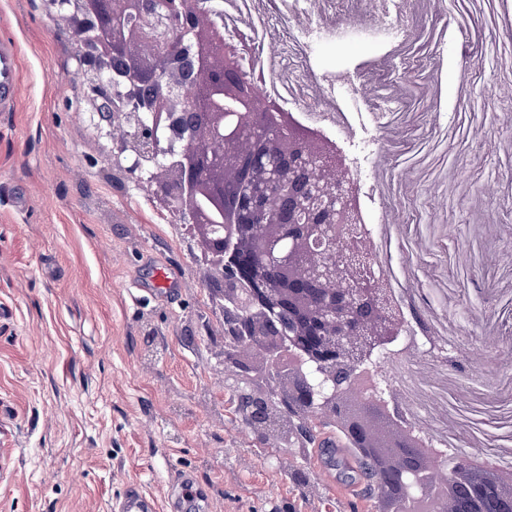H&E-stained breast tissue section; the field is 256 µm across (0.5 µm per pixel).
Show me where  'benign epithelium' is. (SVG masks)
<instances>
[{
  "label": "benign epithelium",
  "mask_w": 512,
  "mask_h": 512,
  "mask_svg": "<svg viewBox=\"0 0 512 512\" xmlns=\"http://www.w3.org/2000/svg\"><path fill=\"white\" fill-rule=\"evenodd\" d=\"M66 8L90 31L81 56L96 73L97 114L125 119L118 150L130 174L150 173L153 198L178 214L209 264L224 369L246 431L299 448L339 421L367 446L376 424L393 432L398 458L372 465L382 512L436 508L449 495L454 512H512V494L492 471L435 464L416 435L392 427L402 405L373 361L401 321L362 241L344 232L356 220L352 183L317 176L343 167L335 148H316L308 130L273 117L275 103L225 51L208 0H67ZM140 45L150 54H138ZM301 264L305 276L285 279Z\"/></svg>",
  "instance_id": "7a95c632"
}]
</instances>
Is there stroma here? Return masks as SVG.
I'll use <instances>...</instances> for the list:
<instances>
[{
	"label": "stroma",
	"instance_id": "stroma-1",
	"mask_svg": "<svg viewBox=\"0 0 512 512\" xmlns=\"http://www.w3.org/2000/svg\"><path fill=\"white\" fill-rule=\"evenodd\" d=\"M427 39L447 46L428 79L382 76L372 90L410 100L394 123L391 212L404 240L447 254L449 298L512 289V41L498 0H422ZM49 0H0V40L20 49L15 107L0 112V512H111L132 487L171 512L189 476L205 512H377L318 441L290 452L257 445L224 404V317L195 240L145 185H115L111 125L84 88L94 73ZM478 52L459 66V30ZM388 45L343 38L323 70H371ZM441 95L447 110L433 116ZM173 272L155 286L157 266Z\"/></svg>",
	"mask_w": 512,
	"mask_h": 512
}]
</instances>
